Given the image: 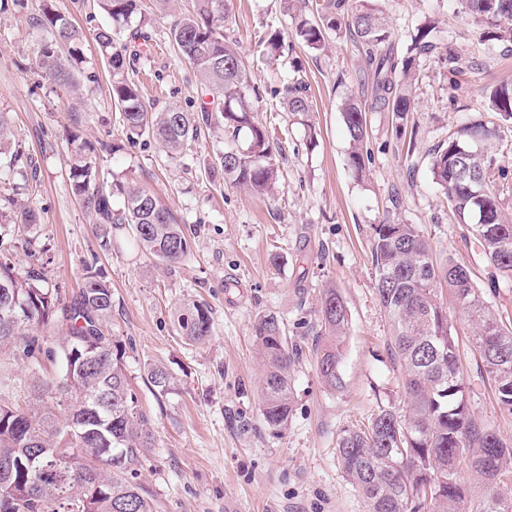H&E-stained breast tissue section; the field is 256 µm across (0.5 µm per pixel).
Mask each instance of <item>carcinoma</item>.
I'll return each mask as SVG.
<instances>
[{"label":"carcinoma","instance_id":"carcinoma-1","mask_svg":"<svg viewBox=\"0 0 512 512\" xmlns=\"http://www.w3.org/2000/svg\"><path fill=\"white\" fill-rule=\"evenodd\" d=\"M112 28L96 34V42L112 76L110 97L125 129L147 135L163 148L168 160L181 157L204 130H221L232 145L216 154L211 169L231 184L259 196L272 195L280 180V147L266 127L255 122L251 90L236 44L224 34L231 0H195L193 12L180 17L168 38L195 71L201 88L219 106L203 102L197 112L178 106L157 109L145 103L130 77L128 41L120 39L141 0H99ZM466 13L488 30L485 49L512 45V0H463ZM294 20L293 34L309 50L327 49L330 33L341 28L365 49L372 74L375 108L399 118L412 111L414 99L406 77L413 58H399L388 43V21L377 0H285ZM34 27L43 32L37 45V68L59 85L77 90L75 68L84 35L44 0ZM438 33L429 22L418 30L411 50L423 55ZM293 114L311 111L299 81L274 90ZM349 135V165L365 167L366 121L362 103L349 97L343 104ZM483 111L512 119V82L486 97ZM497 128L469 118L432 150L434 183L458 218L467 222L487 210V222L470 229L482 253L503 277H512V216L499 202L504 170L494 167L486 146ZM70 189L95 223L104 225V246L113 231L125 230L137 251L162 265L182 261L190 242L173 212L152 194L117 178H108L96 162V147L75 131L68 140ZM122 207L114 208V197ZM374 289L391 325L389 349L405 372L406 408L399 414L383 409L365 427L342 431L337 459L350 483L363 495L368 512H512V499L495 484L512 474V443L504 440L471 410L458 347L448 324V297L471 329L479 372L491 381L500 408L512 414V328L496 314L470 270L450 256L434 258L431 238L416 224H378L371 241ZM112 317V288L86 268L78 294L66 304L50 283L45 267L20 272L0 261V348L21 360L57 359L62 371L51 382L36 379L24 406L0 402V512H152L146 491L136 482L143 451L152 446L149 418L137 405L121 353L105 329ZM67 327L58 347L46 345L41 331L58 323ZM176 325L188 341L202 343L212 333L207 304L179 308ZM326 343L317 355V370L331 389L342 387L340 339L348 327L342 298L331 289L321 305ZM255 337L264 365L261 384L263 421L281 431L292 415L291 368L299 349L288 345L280 318H256ZM149 382L168 390L171 373L155 365ZM54 407H44L45 400ZM57 449L43 458L39 450ZM470 461L474 477L486 485L482 499L468 503L457 462Z\"/></svg>","mask_w":512,"mask_h":512}]
</instances>
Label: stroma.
I'll return each mask as SVG.
<instances>
[{"instance_id":"1","label":"stroma","mask_w":512,"mask_h":512,"mask_svg":"<svg viewBox=\"0 0 512 512\" xmlns=\"http://www.w3.org/2000/svg\"><path fill=\"white\" fill-rule=\"evenodd\" d=\"M41 0H0V112L13 135L8 154L22 165L0 173V209L18 197L40 217L36 232L11 227L16 269L33 260L49 266L64 300L76 294L86 266L112 286L107 335L118 341L125 371L154 433L137 480L153 512H367L336 457L344 429L380 410L404 408V371L388 351L389 325L373 288L371 238L375 225L418 224L438 256L468 266L478 287L506 324L512 325V281L496 278L479 244L448 207L431 174V151L465 119L478 116L484 90L512 80V46L483 53L484 24L468 16L461 0H379L389 41L406 56L426 22L437 21L442 37L428 55L415 59V110L407 122L393 113L366 114L363 172L348 163V136L341 105L347 95L371 102L364 83L362 51L337 32L323 53L294 43L277 59L262 55L268 32L290 36L292 22L281 0H234L224 32L238 45L251 86L254 117L282 147L284 175L275 197H258L225 182L208 165L224 149L206 136L179 160H168L149 137H129L110 98L111 74L95 35L111 20L95 0H55L57 11L82 29L81 95L56 85L35 63L39 33L32 26ZM150 41L140 46L137 67L146 102L197 111L201 87L180 60L167 33L179 11L159 0H142ZM307 86L313 110L291 115L271 87L291 76ZM79 120L84 136L118 145L101 153L99 166L150 191L192 233V250L181 263L157 264L132 253L118 232L112 249L69 190L67 132ZM279 263H272L273 254ZM336 290L349 315L341 371L344 386L321 380L314 351L321 329L324 293ZM192 301L207 303L213 332L201 344L179 335L174 312ZM272 312L285 325L289 344L301 354L292 369L293 414L286 429L267 427L261 415L262 366L254 343L257 314ZM460 363L475 415L512 441V414L500 410L477 367L467 323L449 308ZM166 367L174 382L158 391L147 381L151 365ZM14 384L0 401L21 403L33 377L56 378L60 363L34 368L12 361Z\"/></svg>"}]
</instances>
